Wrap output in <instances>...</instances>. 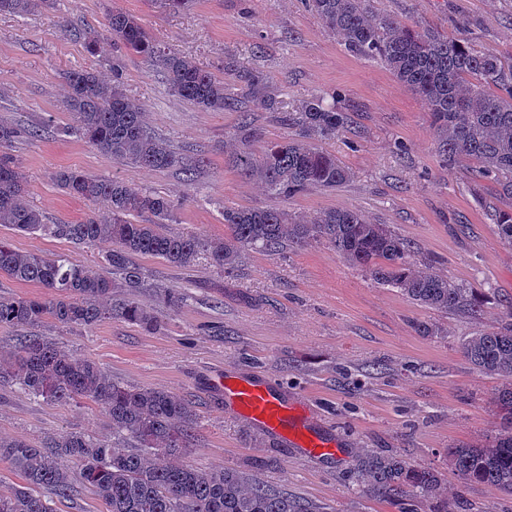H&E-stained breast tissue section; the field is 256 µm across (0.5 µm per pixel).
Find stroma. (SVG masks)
Segmentation results:
<instances>
[{
    "label": "stroma",
    "instance_id": "obj_1",
    "mask_svg": "<svg viewBox=\"0 0 512 512\" xmlns=\"http://www.w3.org/2000/svg\"><path fill=\"white\" fill-rule=\"evenodd\" d=\"M374 7L421 27L452 34L468 20L477 49L512 60V0H373ZM140 18L157 41L194 59L216 77L225 65L257 73L275 112H293L314 93H332L351 125L323 141L324 150L355 176L333 191L312 188L279 202L240 177L230 155L262 154L292 137L275 112L254 108L246 83L228 82L231 108L204 112L178 97L148 58L113 46L107 17ZM70 31H63V24ZM98 36L89 52L90 36ZM91 69L103 78L120 71L127 95L147 125L176 151L196 158L192 177L102 158L78 135L65 109L64 75ZM0 121L42 128L12 149L27 199L51 224H77L92 205L55 181L63 169L118 178L179 199L176 227L202 238L224 237L225 207L275 204L310 218L354 207L392 225L431 270L475 288L482 321L439 318L397 289L374 283L335 248L317 241L272 255L244 252L227 275L199 265L180 268L161 259L137 260L145 286L140 303L159 308L157 288L186 300L163 312L151 330L118 319L90 327L46 322L34 335L78 359L94 361L112 380L170 391L192 402L195 441L184 463L229 468L309 506L312 512H399L357 490L363 454H396L434 469L448 489L449 512H512V495L486 484H464L448 449L485 439L500 417L492 398L502 381L476 370L461 354L462 340L494 323L499 302L512 298V248L499 238L489 212L512 208L493 185L442 166L425 102L379 62L349 53L305 0H193L178 13L153 0H42L25 15L0 14ZM0 237L21 251L65 254L105 274L108 248L20 234ZM417 321L442 322L425 336ZM260 379L282 393L305 397L321 429L338 444L333 456L307 455L296 443L253 427L234 414L224 376ZM81 433L108 440L112 426L97 404L50 403L15 386L0 387V437L33 443Z\"/></svg>",
    "mask_w": 512,
    "mask_h": 512
}]
</instances>
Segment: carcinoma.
Returning <instances> with one entry per match:
<instances>
[{"instance_id":"cac0c4a2","label":"carcinoma","mask_w":512,"mask_h":512,"mask_svg":"<svg viewBox=\"0 0 512 512\" xmlns=\"http://www.w3.org/2000/svg\"><path fill=\"white\" fill-rule=\"evenodd\" d=\"M35 2L0 0V12L23 14ZM305 2L350 52L383 64L427 102L432 134L448 169L489 180L499 194L512 197V62L477 50L463 25L447 35L378 11L372 0ZM107 28L113 44L154 59L180 98L204 111L222 112L231 106L223 80L161 47L139 19L114 12ZM66 80V106L73 120L67 130L102 157L192 175L189 160L147 127L141 106L125 94L117 68H112L110 82L89 70L70 71ZM247 81L254 106L273 109L271 100L259 94L263 77L251 73ZM280 121L295 128V136L268 146L259 156L245 149L235 152L229 163L242 176L260 182L276 199L312 187L334 190L354 178L351 169L318 146L349 126L350 113L313 94ZM39 136L38 128L0 122V225L78 246L109 244L106 261L112 275L94 274L66 255L48 258L18 251L0 239V271L45 289L41 298L0 297L1 327L29 329L47 320L89 327L118 318L151 328L158 317L134 299L144 287L134 257L152 256L183 268L205 264L230 273L248 250L275 253L321 240L376 284L399 290L420 307L473 320L482 316L483 303L473 289L429 272L391 225L376 224L355 208L326 209L305 220L279 207H226L224 240L208 241L173 228L177 203L165 192L60 170L55 175L58 185L100 211L78 224H49L26 200L24 177L11 154L17 140ZM135 216L144 223H134ZM494 221L502 242L512 247V212L497 210ZM501 306L496 325L460 345L475 369L504 380L493 400L499 428L485 441L448 449V458L463 483L490 484L512 494V300ZM4 383L46 402L91 400L109 417L112 442L80 434L39 444L0 439V460L8 461L22 479L0 490V512H55L53 498L74 495L80 484L91 488L107 512H309L288 494L234 470L177 461L193 447L195 413L189 401L165 390L121 385L95 363L74 359L39 336L19 337L10 359L0 360ZM127 438L137 442L138 450L125 448ZM63 458L76 461L78 470L65 467ZM358 474L359 491L390 502L400 512H414L415 501L442 493L437 473L396 455L368 454L361 458Z\"/></svg>"}]
</instances>
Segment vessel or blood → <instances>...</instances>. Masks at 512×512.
I'll return each mask as SVG.
<instances>
[{
    "instance_id": "b4317fda",
    "label": "vessel or blood",
    "mask_w": 512,
    "mask_h": 512,
    "mask_svg": "<svg viewBox=\"0 0 512 512\" xmlns=\"http://www.w3.org/2000/svg\"><path fill=\"white\" fill-rule=\"evenodd\" d=\"M224 394L238 416L262 431L290 438L313 456L335 454L331 439L302 425L303 399L288 400L267 383L255 379L225 382Z\"/></svg>"
}]
</instances>
